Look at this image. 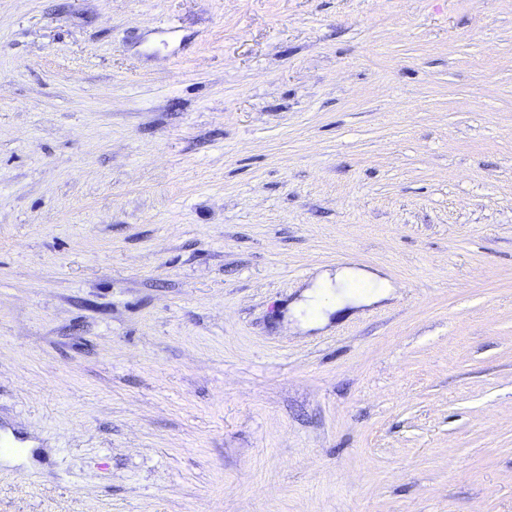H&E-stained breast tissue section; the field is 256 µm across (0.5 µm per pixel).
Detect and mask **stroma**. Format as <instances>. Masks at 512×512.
<instances>
[{
  "instance_id": "obj_1",
  "label": "stroma",
  "mask_w": 512,
  "mask_h": 512,
  "mask_svg": "<svg viewBox=\"0 0 512 512\" xmlns=\"http://www.w3.org/2000/svg\"><path fill=\"white\" fill-rule=\"evenodd\" d=\"M0 512H512V0H0Z\"/></svg>"
}]
</instances>
